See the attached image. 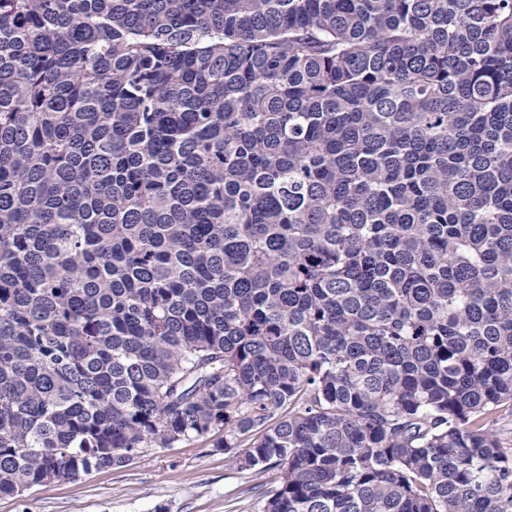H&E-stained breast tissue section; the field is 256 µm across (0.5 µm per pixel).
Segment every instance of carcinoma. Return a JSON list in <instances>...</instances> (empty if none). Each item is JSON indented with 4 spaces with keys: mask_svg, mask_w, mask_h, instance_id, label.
<instances>
[{
    "mask_svg": "<svg viewBox=\"0 0 512 512\" xmlns=\"http://www.w3.org/2000/svg\"><path fill=\"white\" fill-rule=\"evenodd\" d=\"M509 402L512 0H0V495L512 512ZM146 448L130 464L93 470L74 480L0 496V512H263L265 488L277 477L240 471L212 440Z\"/></svg>",
    "mask_w": 512,
    "mask_h": 512,
    "instance_id": "cac0c4a2",
    "label": "carcinoma"
}]
</instances>
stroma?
Wrapping results in <instances>:
<instances>
[{"label":"stroma","instance_id":"35a3bbf8","mask_svg":"<svg viewBox=\"0 0 512 512\" xmlns=\"http://www.w3.org/2000/svg\"><path fill=\"white\" fill-rule=\"evenodd\" d=\"M260 476L211 440L148 448L130 464L0 496V512H262Z\"/></svg>","mask_w":512,"mask_h":512}]
</instances>
